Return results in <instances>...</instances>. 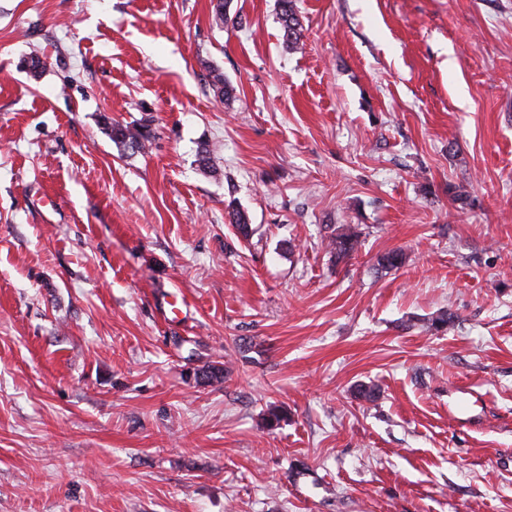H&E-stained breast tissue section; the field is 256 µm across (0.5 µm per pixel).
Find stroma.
Listing matches in <instances>:
<instances>
[{
	"label": "stroma",
	"instance_id": "1",
	"mask_svg": "<svg viewBox=\"0 0 512 512\" xmlns=\"http://www.w3.org/2000/svg\"><path fill=\"white\" fill-rule=\"evenodd\" d=\"M297 8L0 0V512H512V0ZM282 39L289 51H297L302 46L303 25L296 10V0H277ZM105 130L112 142L123 151L141 152L146 148L150 132L144 124H123L104 119ZM361 231L358 225L342 224L332 230L326 248L336 262L352 256L361 245Z\"/></svg>",
	"mask_w": 512,
	"mask_h": 512
}]
</instances>
